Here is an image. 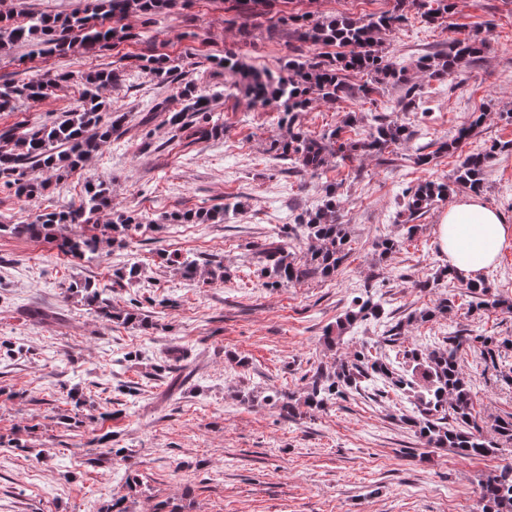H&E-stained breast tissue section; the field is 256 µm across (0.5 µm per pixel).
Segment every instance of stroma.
<instances>
[{
	"instance_id": "1",
	"label": "stroma",
	"mask_w": 512,
	"mask_h": 512,
	"mask_svg": "<svg viewBox=\"0 0 512 512\" xmlns=\"http://www.w3.org/2000/svg\"><path fill=\"white\" fill-rule=\"evenodd\" d=\"M455 3L447 28L412 13L384 37L387 59L405 68L418 88L420 110L400 111L402 91L390 86L372 104L318 102L303 114V131L315 136L340 125L346 113L372 110L414 132L392 161L363 156L328 166L320 178L270 160V141L285 133L277 112L224 96V71L215 63L232 50L247 66L274 72L293 47L319 54V47L297 43L293 27L272 33L260 27L245 38L227 23L220 0H191L180 13L160 16L149 44L128 41L96 56L75 51L31 59L24 46L0 53V82L71 75L56 95L0 112V131L52 124L79 105L83 77L96 69L118 70L105 95L127 114L118 140L103 145L78 173L50 178L43 194L18 198L0 187V224H23L45 208L79 202L86 183L97 180L112 191V208L100 214V224L130 212L142 219L127 247L89 261L61 255L48 240L0 235V438L16 436L30 447L26 453L0 447V512H104L112 499L129 495L126 481L134 473L141 487L129 495L130 512H153L161 501L181 512H478V482L512 464V443L473 459L425 447L398 421L406 403L395 396L352 394L293 420L266 400L274 389L303 395L311 368L333 366L361 344L378 341L379 329L367 324L349 330L336 349L322 342L367 284L405 321L410 343L430 345L462 330L512 336V313L468 310L464 280L440 275L448 262L437 226L447 202L434 203L396 252L384 255L377 247L381 238H401L393 218L402 188L453 182L467 154L489 153L482 200L512 221V153L490 152L494 143L512 141V0ZM391 7L392 0H294L296 11L315 18H365ZM461 31L480 53L447 80L423 76L418 60L446 48ZM151 54L168 55L184 81L213 94L226 125L223 138L173 140L167 127L149 132L141 126L155 100L180 90L131 67L130 56ZM474 114L482 121L458 152H439ZM424 152L429 164H417ZM329 183L339 186L338 221L348 231L350 257L333 278L266 286L255 273L256 245L316 209ZM234 196L242 206L223 223L170 220ZM169 254L222 264L228 274L221 281L186 280L164 263ZM133 262L143 270L140 281L114 282V270ZM436 275L438 289H419ZM76 281L112 283L117 308L141 300L153 328L101 321L79 298H65ZM442 294L455 295L452 311L408 321L409 313L432 308ZM35 307L46 313L45 322L29 319ZM173 346L186 352L174 389L154 373ZM460 364L483 433L493 437L495 419L512 414V385L502 379L512 370V350L494 369L474 349L462 352ZM103 441L128 449L129 459L90 462Z\"/></svg>"
}]
</instances>
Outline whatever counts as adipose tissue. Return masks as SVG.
<instances>
[{"label":"adipose tissue","mask_w":512,"mask_h":512,"mask_svg":"<svg viewBox=\"0 0 512 512\" xmlns=\"http://www.w3.org/2000/svg\"><path fill=\"white\" fill-rule=\"evenodd\" d=\"M437 239L450 269L474 282L512 240V222L500 211L484 205L479 197L465 196L443 214Z\"/></svg>","instance_id":"obj_1"}]
</instances>
